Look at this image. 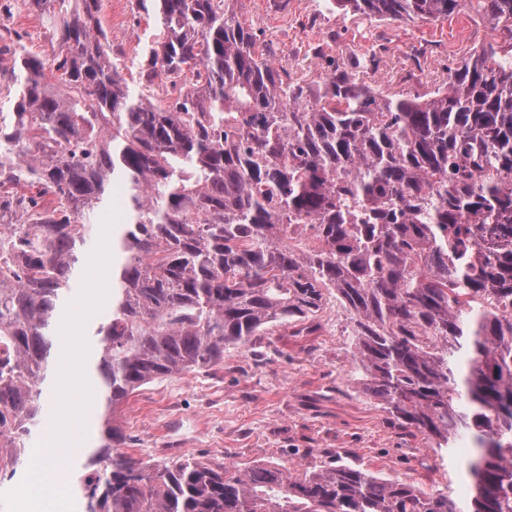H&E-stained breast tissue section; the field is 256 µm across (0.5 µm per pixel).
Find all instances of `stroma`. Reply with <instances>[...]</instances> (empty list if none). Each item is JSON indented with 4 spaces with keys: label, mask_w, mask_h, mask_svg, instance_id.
<instances>
[{
    "label": "stroma",
    "mask_w": 512,
    "mask_h": 512,
    "mask_svg": "<svg viewBox=\"0 0 512 512\" xmlns=\"http://www.w3.org/2000/svg\"><path fill=\"white\" fill-rule=\"evenodd\" d=\"M324 0H236L246 26L261 31L273 62L318 95L336 66L360 65V78L381 96L445 88L458 62L496 33L467 6L445 21L394 22L327 8ZM102 23L115 56L139 49L146 27L137 0H103ZM0 24L26 48L51 62L59 44L42 16L0 0ZM318 330L293 336L285 324L269 327L253 348H230L223 365L157 377L122 405L117 423L122 453L142 462L198 459L247 470L271 464L298 474L335 461L357 465L386 480L418 489L464 495L469 478L456 452L398 428L362 390L352 356L350 312L326 295ZM55 392L35 423L24 460L32 462L47 440L69 449L63 476L76 484L102 426L96 383L81 384L71 366L59 365L43 384Z\"/></svg>",
    "instance_id": "1"
}]
</instances>
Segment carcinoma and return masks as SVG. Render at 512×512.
I'll list each match as a JSON object with an SVG mask.
<instances>
[{"instance_id": "carcinoma-1", "label": "carcinoma", "mask_w": 512, "mask_h": 512, "mask_svg": "<svg viewBox=\"0 0 512 512\" xmlns=\"http://www.w3.org/2000/svg\"><path fill=\"white\" fill-rule=\"evenodd\" d=\"M497 32L429 95L380 96L336 67L322 94L269 59L231 0H138L154 101L112 61L103 0H22L46 17L50 66L21 45L0 68V448L16 473L59 359L62 304L87 225H122L94 327L106 418L82 512H512V0H332L439 21L468 2ZM318 245L299 251L292 226ZM353 315L363 389L404 430L458 447L464 504L337 464L293 475L117 452L115 416L158 375L224 364L273 323L310 336L324 292Z\"/></svg>"}]
</instances>
